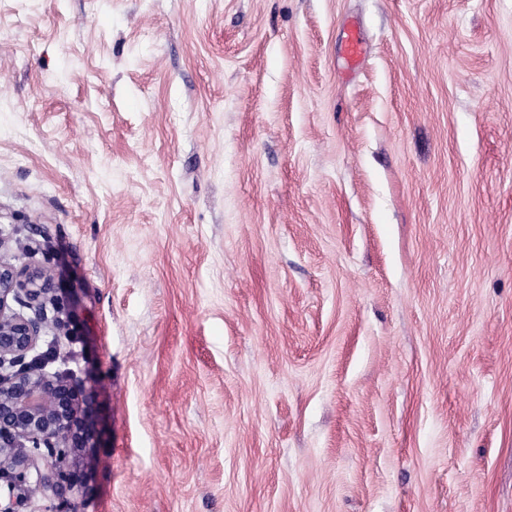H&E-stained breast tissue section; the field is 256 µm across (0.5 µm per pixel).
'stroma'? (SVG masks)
<instances>
[{"mask_svg": "<svg viewBox=\"0 0 512 512\" xmlns=\"http://www.w3.org/2000/svg\"><path fill=\"white\" fill-rule=\"evenodd\" d=\"M0 232L78 512H512V0H0ZM365 54V46L361 37L359 36L358 30L354 25H351L347 32V37L343 49V56L347 63L348 70L356 68L365 57Z\"/></svg>", "mask_w": 512, "mask_h": 512, "instance_id": "1", "label": "stroma"}]
</instances>
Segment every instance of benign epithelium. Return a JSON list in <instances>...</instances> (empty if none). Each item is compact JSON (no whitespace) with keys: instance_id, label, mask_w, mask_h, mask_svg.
<instances>
[{"instance_id":"1","label":"benign epithelium","mask_w":512,"mask_h":512,"mask_svg":"<svg viewBox=\"0 0 512 512\" xmlns=\"http://www.w3.org/2000/svg\"><path fill=\"white\" fill-rule=\"evenodd\" d=\"M10 251L9 239L0 237V480L9 488L23 482L45 500L72 502L80 481L67 465L79 449L93 447L82 418L92 393L46 370L39 341L49 323L66 325L47 314L49 304L63 312L55 277L48 266H16Z\"/></svg>"}]
</instances>
